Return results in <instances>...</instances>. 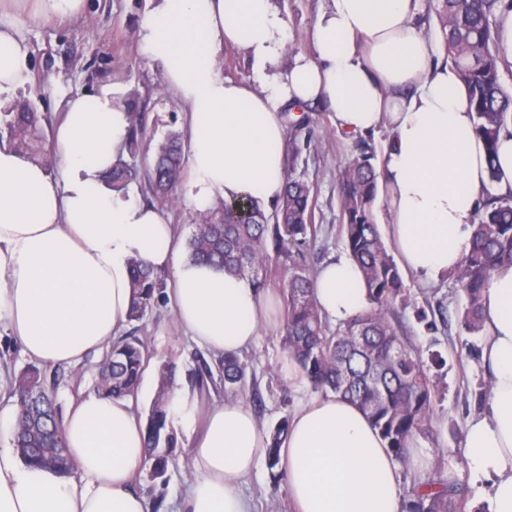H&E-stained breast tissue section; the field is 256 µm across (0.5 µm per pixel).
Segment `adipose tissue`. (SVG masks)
I'll return each mask as SVG.
<instances>
[{
    "label": "adipose tissue",
    "instance_id": "1",
    "mask_svg": "<svg viewBox=\"0 0 512 512\" xmlns=\"http://www.w3.org/2000/svg\"><path fill=\"white\" fill-rule=\"evenodd\" d=\"M423 3L328 0L308 34L312 55L285 68L288 21L274 0H149L139 47L186 110L188 201L201 211L244 196L274 202L285 180L281 110L319 100L338 130L388 131L379 187L405 268L426 282L454 272L470 249L486 149L455 68L417 27ZM17 11L18 0H0V109L33 79ZM228 47L252 60L258 83L225 77ZM127 128L104 88L67 101L55 133L61 179L0 145V330L42 365L103 352L128 319L129 263L139 257L171 272L170 306L196 344L223 356L249 349L270 298L242 276L182 258L164 209L106 185ZM315 293L340 322L367 304L359 270L343 257L320 269ZM483 360L490 400L468 420L463 454L489 512H512V267L496 270L486 290ZM167 417L192 447L179 512H251L238 486L268 439L254 413L238 400L204 409L178 388ZM63 429L72 476L24 464L13 444L0 445V512H150L134 488L145 456L132 398L84 396ZM279 468L293 512H401L398 464L366 416L335 396L295 413Z\"/></svg>",
    "mask_w": 512,
    "mask_h": 512
}]
</instances>
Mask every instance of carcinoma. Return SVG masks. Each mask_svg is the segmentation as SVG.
I'll list each match as a JSON object with an SVG mask.
<instances>
[{
  "instance_id": "1",
  "label": "carcinoma",
  "mask_w": 512,
  "mask_h": 512,
  "mask_svg": "<svg viewBox=\"0 0 512 512\" xmlns=\"http://www.w3.org/2000/svg\"><path fill=\"white\" fill-rule=\"evenodd\" d=\"M501 4L503 0H437L435 7L444 59L455 67L466 90L475 132L487 152L488 181L495 184L499 181L496 145L500 133L512 124V89L502 81L508 61L498 41L496 11ZM128 118L125 146L134 157L141 152L147 114L130 112ZM2 142L38 161L53 150L39 116L25 103L0 113ZM299 153L297 139L288 137L284 147L287 178L271 212L248 197L213 209L195 225L188 241V258L243 276L258 291L264 289L269 270H285L284 350L315 391L330 392L361 410L394 459L406 469L410 440L429 431L437 384L428 364L392 321L395 307L406 302V288L375 218V147L368 139H356L340 172L338 232L362 274L368 307L334 329L317 305L316 271L305 254L310 238L317 233L316 201L313 187L296 174ZM185 163L184 144L176 133L158 145L152 158L144 159L145 175L156 199L166 201L172 196L182 181ZM138 174L120 156L106 183L122 191ZM504 266L512 267V192L490 196L480 206L469 252L453 273L465 298L457 315L461 330H483L484 294L492 273ZM129 274V320L141 321L159 301L161 281L158 272L140 259L131 260ZM147 352L146 343L136 336L113 342L104 355L100 392L111 398L134 394ZM216 370L230 391L245 383L244 369L233 355L216 363ZM54 388L55 378L34 365L15 379L19 420L13 443L23 462L72 475L75 467L65 435L58 436L59 447H43L46 431L60 419ZM171 398L170 371L163 365L144 425V450L157 477L165 474L169 448L173 447V438L166 432ZM289 429L290 417L286 415L269 432L267 464L271 469L279 463L278 450ZM462 509V488L444 478L439 467L434 475L413 484L403 503V512Z\"/></svg>"
}]
</instances>
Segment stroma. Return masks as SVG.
Listing matches in <instances>:
<instances>
[{
  "instance_id": "obj_1",
  "label": "stroma",
  "mask_w": 512,
  "mask_h": 512,
  "mask_svg": "<svg viewBox=\"0 0 512 512\" xmlns=\"http://www.w3.org/2000/svg\"><path fill=\"white\" fill-rule=\"evenodd\" d=\"M288 17L290 53L308 49L307 33L327 0H276ZM145 0H85V14L78 20H39L21 14L32 51L33 79L46 81L44 92L34 86L24 94L35 112L45 119L46 134H53L65 102L70 96L111 87L114 93L133 90L137 104L148 115L144 154H153L168 133H184L186 118L182 104L169 91L160 66L148 63L139 51V30ZM316 144L302 151L297 174L313 185L317 235L311 244L316 264L346 255L337 233L339 223V169L353 149L352 138L339 131L328 110L315 113ZM408 300L395 317L409 342L423 359L440 354L442 366L434 368L438 377L436 399L429 433L420 437L424 451L444 472L452 474L464 495V512H487L478 486L471 478L463 456V435L467 421L483 412L489 399L490 371L482 359L483 334L471 335L458 327L428 329V321L444 315L454 317L464 296L453 276L424 283L404 272ZM281 314L261 328L254 346L240 354L246 385L238 398L250 403L259 422L266 427L281 417L294 414L301 403L313 396L307 381L296 380L297 369L280 344ZM125 336L144 337L148 344V365L137 392V414L147 416L157 388L161 364L174 369V381L195 386L202 364H215L216 355L195 344L174 317L166 300L140 322H129L121 330ZM102 359L89 355L80 362L57 369L56 397L61 408L82 396L97 392ZM173 448L163 477L152 475L149 467L136 474V489L148 501L160 502V512H177L187 488L186 462L191 446L180 430H173ZM252 512H291L285 482L273 477L266 464L239 487Z\"/></svg>"
}]
</instances>
